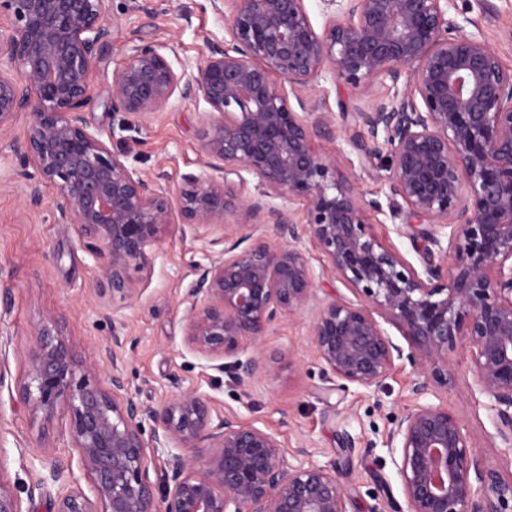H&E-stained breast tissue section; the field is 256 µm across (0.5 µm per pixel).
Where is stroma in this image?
<instances>
[{
  "instance_id": "obj_1",
  "label": "stroma",
  "mask_w": 512,
  "mask_h": 512,
  "mask_svg": "<svg viewBox=\"0 0 512 512\" xmlns=\"http://www.w3.org/2000/svg\"><path fill=\"white\" fill-rule=\"evenodd\" d=\"M495 16H487L483 0H464L469 18L512 68V0H492ZM108 23L112 49L93 75L94 105L85 118L127 165L162 177L171 191L183 178L203 170L196 137L204 103L177 101L148 120H136L104 108L112 90V70L122 61L132 39L168 43L178 61L196 65L204 36H223L224 19L208 0H110ZM29 122L20 114L11 129L0 133V478L23 501L25 512H49V500L30 497L28 489L44 470V455L55 457L60 471L49 491L84 482V473L69 434L66 416L45 420L22 401L15 385L25 370L26 349L43 321L62 323L79 359L120 334L115 355L129 390L143 406L157 407L177 391L205 395L218 412L274 433L287 463H316L335 468L352 495L350 512H391L402 502L401 480L386 435L394 420L417 401V379L407 361H395L381 387L342 390L327 382L310 342L313 311L282 319L265 338L269 359L249 392L232 386L225 374L183 344L184 296L202 258V242L173 232L143 265L128 275L139 297L112 308V291L102 273L107 256L82 236L75 224L63 223L52 198L39 208L27 205L16 172L18 152ZM343 171L358 180L360 192L377 200L372 212L377 232L409 261L417 262L423 240L405 216H393L387 173L377 163L362 164L357 153L344 155ZM452 383H431L430 402L448 405L463 422L471 451L486 461L512 469V459L496 448L491 415L471 397L469 351L458 345L448 351ZM354 446H347L346 438Z\"/></svg>"
}]
</instances>
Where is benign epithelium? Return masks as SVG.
Segmentation results:
<instances>
[{"label": "benign epithelium", "mask_w": 512, "mask_h": 512, "mask_svg": "<svg viewBox=\"0 0 512 512\" xmlns=\"http://www.w3.org/2000/svg\"><path fill=\"white\" fill-rule=\"evenodd\" d=\"M107 2L0 0L12 19L0 31V131L29 113L27 202L38 207L52 190L60 218L108 255L112 298L135 299L128 268L174 227L188 228L209 250L207 263L193 264L183 342L237 386L251 388L267 370L271 328L314 307L311 345L324 372L344 390L377 387L405 356L388 323L407 340L414 370L443 385L451 376L441 355L468 347L475 404L512 453V69L466 30L472 21L448 16L452 0H322L336 10L318 30L305 0H208L225 38H204L195 68L175 66L166 44H132L105 108L148 118L176 100L207 106L204 170L185 176L174 197L86 123L93 68L111 49ZM326 74L363 92L391 83L393 93L341 113L354 121L344 141L360 159L385 162L390 193L421 225L417 267L369 221L380 204L340 173L344 150L314 146L339 138L335 113L308 95ZM278 199L302 202L303 228ZM305 236L355 299L317 300ZM119 345L114 328L112 345L85 366L61 326L35 328L16 392L48 420L68 416L93 492L68 486L52 512H348L335 469L286 464L273 433L218 413L205 396L179 391L141 407L127 392ZM108 364L107 385L90 383L89 370ZM386 447L398 454L404 498L393 512H512V475L471 455L448 407L414 405ZM159 454L158 495L148 463ZM0 512H23L1 479Z\"/></svg>", "instance_id": "benign-epithelium-1"}]
</instances>
